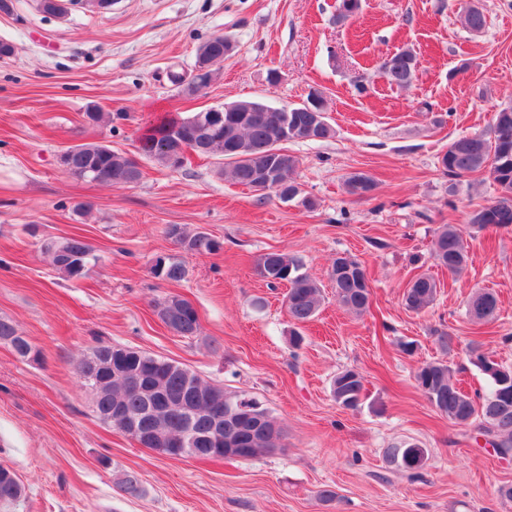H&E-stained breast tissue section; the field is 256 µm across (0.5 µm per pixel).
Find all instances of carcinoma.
<instances>
[{"mask_svg":"<svg viewBox=\"0 0 512 512\" xmlns=\"http://www.w3.org/2000/svg\"><path fill=\"white\" fill-rule=\"evenodd\" d=\"M466 28L480 31L486 25V17L478 8L467 10L463 16ZM197 54H224V36L215 35L204 41ZM416 57L412 51L401 50L394 56V64L382 70L389 83L404 86L411 82ZM193 113L187 117L171 118L156 126L149 136L137 139V153L149 157L162 166L170 167V153L176 142L174 129L194 133L197 127ZM283 117L288 130L285 140L299 139L310 127L318 130L319 139L332 136L333 130L327 122L317 120L318 112H310L300 105L272 107L258 101H239L233 112L224 113L220 123L221 134L217 137L200 134L202 155L219 153L222 156L224 178L234 184L251 187L256 182V165L263 154L274 149L273 118ZM493 127L501 129L506 136L494 140L481 134L462 136L453 141L441 159L442 167L448 174L461 176L481 170H488L497 186L498 196L492 203L475 209L469 223L479 228L512 226V106L504 107L494 114ZM298 160L288 156V164L278 169V182L291 190L296 185ZM67 171L73 176L90 180L92 172L107 173L110 185H128L140 180L141 170L133 167L128 156L115 152L100 143L79 144L71 148ZM347 186L353 195L366 196L375 189L371 177L354 173L347 179ZM165 234L176 239L191 253H212L220 244L203 233L187 234L181 227L170 225ZM42 250L50 258L53 268L67 279L77 280L84 276L88 265L94 259L93 249L85 240L71 236L47 238ZM433 258L450 273L458 272L468 260V244L453 224H443L438 229ZM259 276L271 277L268 285L276 287L279 282L288 286L285 305L288 316L296 323L311 320L323 302L319 284L303 272V264L297 258L284 252L271 251L260 255L255 261ZM154 277L168 283H178L186 276L183 262L173 258H158L151 269ZM331 282L336 292V301L347 310L361 314L370 304V289L361 264L347 257H336L333 261ZM437 295V282L427 274L415 277L408 288L405 306L420 313L430 306ZM160 321L178 336L193 337L200 327L196 309L177 295H167L155 302ZM468 312L478 321L496 318L498 299L490 291L480 290L472 294ZM0 342L7 343L22 359L31 358L34 347L17 325L0 317ZM123 350L121 345L98 346L83 355L76 364L78 376L96 373L109 357ZM473 363L490 379L491 387L483 395L471 396L453 379L448 365L427 362L415 372L417 388L430 405L449 421L462 426L472 425L478 434L490 440L494 450L501 455H512V368H506L480 353V345L473 342L469 348ZM126 368L156 375L161 384V393L168 399H182L185 403L195 440L191 444L190 456L195 458L224 457V443L213 440V421L208 408L221 406L225 409L246 404L258 411L263 418L259 422L246 414L231 415L224 419V436L237 441L238 455L243 458L267 454L280 447L283 428L272 412L253 398L230 392L220 384L207 383L180 364L155 357L129 348L126 354ZM365 391L364 376L357 370L339 372L331 384V393L339 405L355 409ZM95 412L100 419L110 420L112 407L118 405L129 415L142 419L144 428L153 440L141 437L136 442L144 448H154V441L160 438L176 439L180 434L178 421L173 419L159 400H152L146 393L133 388L126 380L116 377L107 380L101 387L97 399L93 400ZM427 459L426 449L417 444L395 448L390 461L409 472L412 478L421 476ZM24 492L22 485L13 480L0 478V503L16 501Z\"/></svg>","mask_w":512,"mask_h":512,"instance_id":"carcinoma-1","label":"carcinoma"}]
</instances>
